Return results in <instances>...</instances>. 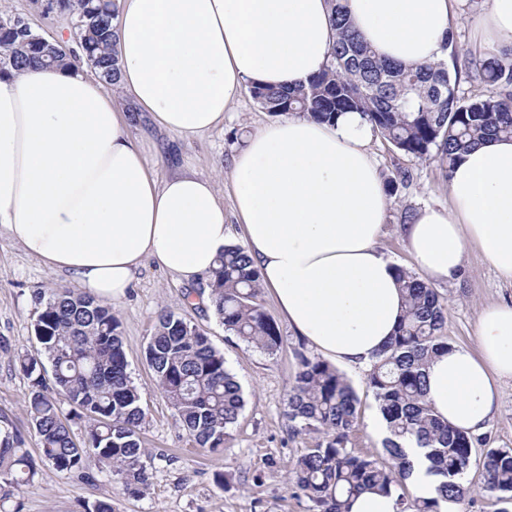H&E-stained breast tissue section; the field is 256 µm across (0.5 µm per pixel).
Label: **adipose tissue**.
<instances>
[{"label":"adipose tissue","mask_w":512,"mask_h":512,"mask_svg":"<svg viewBox=\"0 0 512 512\" xmlns=\"http://www.w3.org/2000/svg\"><path fill=\"white\" fill-rule=\"evenodd\" d=\"M458 0H346L365 41L406 66L439 62ZM115 91L86 75L27 68L0 77V229L51 271L103 302L126 295L146 262L193 283L230 241L215 183L188 170L157 179L129 132L131 102L189 138L224 123L254 85L307 81L335 32L328 0H124L112 22ZM483 50L512 45V0H485ZM370 124L285 114L232 157L233 208L245 248L289 328L326 360L369 366L404 303L395 262L378 244L388 197ZM432 283L457 279L469 250L512 284V137L479 142L451 167L448 206L404 231ZM477 350L453 347L426 369V398L453 426L484 432L512 380V301L484 306ZM416 497L438 499L424 449L407 441Z\"/></svg>","instance_id":"1"}]
</instances>
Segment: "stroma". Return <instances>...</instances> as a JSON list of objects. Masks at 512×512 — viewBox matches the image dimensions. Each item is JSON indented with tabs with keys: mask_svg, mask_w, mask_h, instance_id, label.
I'll return each instance as SVG.
<instances>
[{
	"mask_svg": "<svg viewBox=\"0 0 512 512\" xmlns=\"http://www.w3.org/2000/svg\"><path fill=\"white\" fill-rule=\"evenodd\" d=\"M44 7V0H6L5 4L6 10L23 17L48 39L71 36L69 15L57 10L48 13ZM272 120L246 92L225 112L223 126L206 134L178 139L159 133L141 115L133 118L131 132L152 150L158 176L187 164L215 182L232 241L240 244L244 231L233 213L231 157L251 133ZM370 149L382 176L396 181L379 247L401 268L414 270L403 236V216L425 206H447L448 178L436 162L404 155L381 137H374ZM72 285L71 279L48 271L9 233L0 231V413L24 434L27 451L39 461L34 479L10 488L7 499L0 501V512H86L98 501L111 503L112 512H309L307 499L287 482L292 462L318 437L314 431L296 430L288 419V399L298 369L296 354L307 351V344L293 336L269 291L261 292L260 301L284 339L273 355L230 336L206 304L189 302L193 285L163 273L152 263L142 269L134 288L112 303L120 321L127 372L139 390L145 413L141 440L159 456L149 490L140 497L127 494L109 467L94 456L87 458L82 479L61 474L42 462L41 443L27 415L32 381L17 358L40 347L34 332L40 309L38 291ZM436 289L447 308L443 336L450 345L471 350L477 347L480 310L498 300L512 299V285L500 281L475 249L466 254L461 277L437 284ZM163 307L205 331L242 386L245 406L229 440L218 451L199 448L182 429L146 362L145 348L154 333L155 313ZM342 374L358 398L359 427L350 448L383 455V440L370 428L380 410L365 370L346 367Z\"/></svg>",
	"mask_w": 512,
	"mask_h": 512,
	"instance_id": "35a3bbf8",
	"label": "stroma"
}]
</instances>
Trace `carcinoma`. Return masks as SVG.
Listing matches in <instances>:
<instances>
[{
  "instance_id": "carcinoma-1",
  "label": "carcinoma",
  "mask_w": 512,
  "mask_h": 512,
  "mask_svg": "<svg viewBox=\"0 0 512 512\" xmlns=\"http://www.w3.org/2000/svg\"><path fill=\"white\" fill-rule=\"evenodd\" d=\"M328 2L336 38L325 68L295 86L251 87L252 98L266 112L303 113L327 123L344 112H359L404 154L434 158L448 168L479 139L512 137V46L491 57L472 56L461 72L450 36L443 45L448 59L406 67L376 54L355 29L344 0ZM58 8L80 23L71 44L52 42L30 26L18 29L13 16H0V76L28 66L67 69L84 63L115 85L118 72L110 50L114 0H58ZM462 76L472 84L466 97L456 90ZM399 280L405 314L367 373L389 430L383 442L386 459L348 448L359 426L353 388L328 361L299 354L288 419L323 437L293 462L289 480L312 512H349V501L362 492L401 485L410 470L402 449L407 439L427 449L430 471L441 477V497L460 504L469 495L465 477L472 448L490 440L485 433L468 434L444 422L425 400L426 366L449 348L440 336L446 309L437 290L419 275L401 269ZM260 288L258 270L236 244L224 246L218 267L204 282L224 330L273 355L283 337L259 303ZM40 299L35 323L40 349L18 357V363L32 378L27 411L41 441V461L60 473L80 475L86 455L93 454L112 469L126 492L142 495L150 486L155 457L140 440L145 414L127 374L119 320L112 307L71 288H51ZM145 358L156 386L198 447H224L244 398L224 354L207 334L161 309ZM46 361L58 394L71 406L66 414L44 382ZM75 419L86 420L80 444L70 432ZM24 445L15 432L0 433L1 482L20 485L37 474ZM482 468L484 490L499 501H512V448L486 449ZM399 504L400 512H438L435 500L401 498Z\"/></svg>"
}]
</instances>
